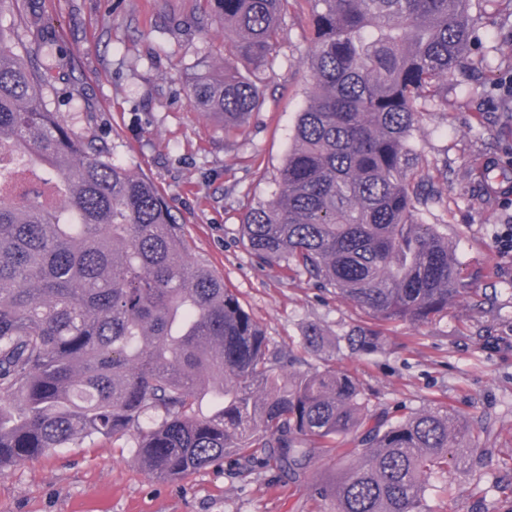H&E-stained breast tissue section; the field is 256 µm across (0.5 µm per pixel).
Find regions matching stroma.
Returning a JSON list of instances; mask_svg holds the SVG:
<instances>
[{
    "label": "stroma",
    "mask_w": 512,
    "mask_h": 512,
    "mask_svg": "<svg viewBox=\"0 0 512 512\" xmlns=\"http://www.w3.org/2000/svg\"><path fill=\"white\" fill-rule=\"evenodd\" d=\"M483 69L467 74L469 94L449 89L420 117L414 139L437 191L423 224L446 226L467 291L437 323L382 325L373 354L337 352L374 412L398 418L427 407H451L471 425H490L480 464L434 474L431 512H512V252L497 237L512 224V116L482 88L512 84L500 46L512 44V22L479 13ZM311 5L290 0L281 53L263 103L235 137L191 109L187 91L201 67L219 70L224 20L216 0H15L7 15L18 49L32 61L51 46L46 74L52 110L87 138L106 143L113 160L147 177L173 206L190 258L221 277L279 349L318 367L302 337L320 325L335 338L372 319L331 288L258 264L241 230L246 209L267 200L308 99ZM494 169L485 188L470 179L474 162ZM133 435L88 437L0 473V512H330L312 499L313 484L335 475L343 456L320 455L291 483L258 471L241 480L215 465L175 481L157 479L135 461ZM452 480L451 494L439 493Z\"/></svg>",
    "instance_id": "35a3bbf8"
}]
</instances>
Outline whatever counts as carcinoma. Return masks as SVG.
Masks as SVG:
<instances>
[{"instance_id": "obj_1", "label": "carcinoma", "mask_w": 512, "mask_h": 512, "mask_svg": "<svg viewBox=\"0 0 512 512\" xmlns=\"http://www.w3.org/2000/svg\"><path fill=\"white\" fill-rule=\"evenodd\" d=\"M224 70L196 73L191 107L232 136L260 106L289 0H217ZM313 92L271 197L242 229L258 263L332 288L383 322L432 323L460 292L413 132L464 74L470 0H309ZM0 0V469L79 437L131 434L161 480L220 462L246 477L305 474L344 444L348 463L314 494L333 512H430L428 480L472 456L454 409L395 420L370 411L332 365L285 373L224 280L185 251L167 198L58 120ZM304 344L379 350L364 328Z\"/></svg>"}]
</instances>
